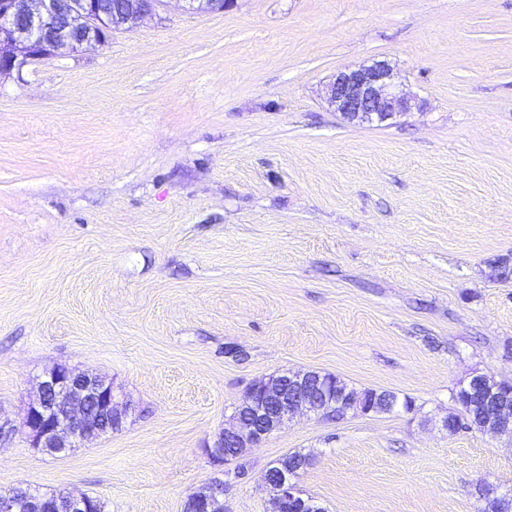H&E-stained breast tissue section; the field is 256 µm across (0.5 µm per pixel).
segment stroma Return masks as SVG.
<instances>
[{"label": "stroma", "mask_w": 512, "mask_h": 512, "mask_svg": "<svg viewBox=\"0 0 512 512\" xmlns=\"http://www.w3.org/2000/svg\"><path fill=\"white\" fill-rule=\"evenodd\" d=\"M389 61L413 99L331 107ZM512 0H229L0 75V491L106 512H273L299 451L326 512H482L512 439L448 433L453 391L512 380ZM56 366L111 381L123 425L64 456L22 419ZM316 370L412 411L299 416L241 461L208 448L255 380ZM246 478H235L239 462ZM328 103L349 121L382 123L410 112V98L396 81L388 61L339 71L328 85ZM226 483L221 479L212 480L201 491L187 497L183 512H224Z\"/></svg>", "instance_id": "obj_1"}]
</instances>
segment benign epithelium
I'll list each match as a JSON object with an SVG mask.
<instances>
[{
  "mask_svg": "<svg viewBox=\"0 0 512 512\" xmlns=\"http://www.w3.org/2000/svg\"><path fill=\"white\" fill-rule=\"evenodd\" d=\"M189 12H222L227 0H182ZM164 0H130L129 19L140 24L163 6ZM118 30L106 0H0V73H20L32 63L61 50L78 52L87 45L105 44ZM328 103L349 121L382 123L411 109L410 98L385 60L338 72L328 85ZM330 392L321 374L284 371L252 383L244 395L251 414H236L237 426L224 430L209 448L223 462L224 445L241 451L257 446L287 425L300 410L322 418L369 413L351 400L338 415L329 412ZM126 410L112 382L85 372L75 374L57 366L39 385V395L26 412L23 425L31 446L51 455H66L85 442L104 435L123 422ZM307 468L299 465L275 482L263 478L277 512H306L293 479ZM226 483L212 480L187 497L183 512H224ZM94 498L66 491V512H90Z\"/></svg>",
  "mask_w": 512,
  "mask_h": 512,
  "instance_id": "obj_1",
  "label": "benign epithelium"
}]
</instances>
